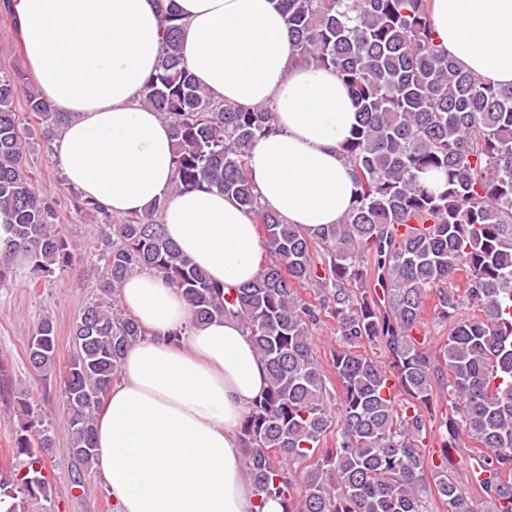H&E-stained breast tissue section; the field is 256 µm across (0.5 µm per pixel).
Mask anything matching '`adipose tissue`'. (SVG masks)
Instances as JSON below:
<instances>
[{
	"label": "adipose tissue",
	"instance_id": "adipose-tissue-1",
	"mask_svg": "<svg viewBox=\"0 0 512 512\" xmlns=\"http://www.w3.org/2000/svg\"><path fill=\"white\" fill-rule=\"evenodd\" d=\"M184 61L215 99L270 107L278 133L254 147L261 203L291 224H336L356 186L339 147L357 124L335 71L291 59L279 0H175ZM437 43L493 87L512 86V0H430ZM23 55L69 113L55 143L68 184L113 217L163 203L166 236L209 277L238 288L261 264L251 213L214 190L176 194L173 138L142 103L161 48L156 0H13ZM148 331L96 414L93 466L115 512H285L242 476L241 423L268 386L237 317L195 322L151 269L117 289Z\"/></svg>",
	"mask_w": 512,
	"mask_h": 512
}]
</instances>
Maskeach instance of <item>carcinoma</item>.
I'll return each mask as SVG.
<instances>
[{
	"instance_id": "obj_1",
	"label": "carcinoma",
	"mask_w": 512,
	"mask_h": 512,
	"mask_svg": "<svg viewBox=\"0 0 512 512\" xmlns=\"http://www.w3.org/2000/svg\"><path fill=\"white\" fill-rule=\"evenodd\" d=\"M294 62L331 68L349 88L359 124L340 145L357 187L339 224H289L260 204L252 150L276 132L269 108L215 100L182 55L180 17L162 10V50L143 103L174 137L177 191L230 196L255 217L268 260L236 293L211 281L170 241L163 203L115 219L74 193L100 223L105 273L73 324L63 380L70 453L94 458L95 413L127 349L145 330L115 288L152 268L182 291L195 321L236 316L269 370V387L240 429L243 474L285 512H484L453 470L451 453L478 460L473 483L491 512H512V87L494 88L438 48L429 0H279ZM17 71L0 76V213L12 240L0 251V286L20 263L38 277L71 263L49 203L28 176L27 118L49 141L68 118L38 91L19 97ZM322 259L316 260L317 249ZM464 281L459 285L458 281ZM314 288L312 304L299 289ZM433 302L448 336L429 347ZM324 317L340 342L332 374L318 362L312 329ZM380 346L383 364L369 355ZM39 377L55 364L56 333L43 319L27 341ZM337 383L338 396L329 385ZM451 407L437 415L434 387ZM14 431L26 472L0 475L6 512L52 503L42 454L55 439L41 406ZM429 436L437 457L422 452ZM83 471L73 486H83Z\"/></svg>"
}]
</instances>
